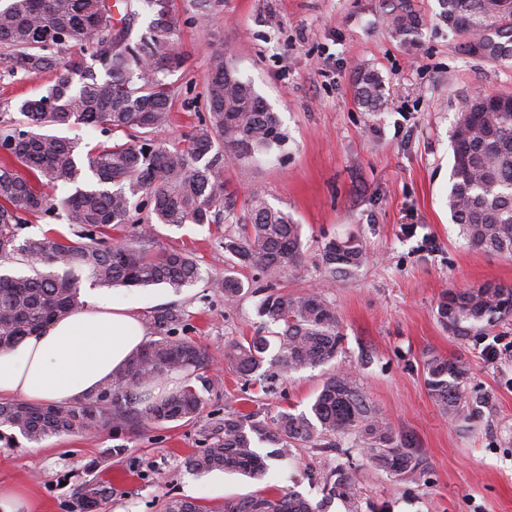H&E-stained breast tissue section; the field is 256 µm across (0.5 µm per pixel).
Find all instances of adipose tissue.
I'll list each match as a JSON object with an SVG mask.
<instances>
[{
    "mask_svg": "<svg viewBox=\"0 0 512 512\" xmlns=\"http://www.w3.org/2000/svg\"><path fill=\"white\" fill-rule=\"evenodd\" d=\"M85 305L0 351V401L69 405L96 394L139 350L147 327L132 308L114 305L99 288Z\"/></svg>",
    "mask_w": 512,
    "mask_h": 512,
    "instance_id": "1",
    "label": "adipose tissue"
}]
</instances>
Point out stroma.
Returning <instances> with one entry per match:
<instances>
[{
	"mask_svg": "<svg viewBox=\"0 0 512 512\" xmlns=\"http://www.w3.org/2000/svg\"><path fill=\"white\" fill-rule=\"evenodd\" d=\"M422 23L414 48L393 40L382 0H211L207 29L190 24L195 0H173L186 17L178 46L186 62L168 75L175 90L169 122L156 137L184 145L205 111L209 56L229 54L276 112L286 140L249 166L228 161L227 188L245 202L256 189L301 224L304 275L269 277L242 270L255 290L229 303L210 286L223 276L224 227L158 225L154 251L186 250L201 278L174 291L159 285L112 289L115 304L151 319L160 307L183 310L187 338L211 358L205 407L194 419L135 430L106 427L31 442L0 427V484L27 487L39 512H77L78 499L106 490L91 512H162L182 498L205 512H224L245 495L295 491L322 502L323 474L335 452L299 448L293 462L273 460L262 480L196 473L189 458L205 445L215 419L233 411L269 418L309 410L331 373L354 374L379 416L428 462L426 480L408 483L374 472L353 456L361 512H512V317L486 335L458 338L439 323L444 292L484 283L512 285V256L468 247L447 206L453 163L450 133L462 97L512 95V61L463 55L436 16L438 0H416ZM0 49V125L21 121V101L46 94L57 75H8ZM378 72L388 90L372 112L354 97L357 71ZM360 236L368 260L354 277L327 282L317 268L323 236ZM321 292L336 309L342 350L331 364L280 376L269 388L245 386L224 358L234 340L253 336L259 288ZM454 359L469 370L478 414L462 423L443 413L425 385L427 361Z\"/></svg>",
	"mask_w": 512,
	"mask_h": 512,
	"instance_id": "stroma-1",
	"label": "stroma"
}]
</instances>
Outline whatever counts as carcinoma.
<instances>
[{
  "instance_id": "carcinoma-1",
  "label": "carcinoma",
  "mask_w": 512,
  "mask_h": 512,
  "mask_svg": "<svg viewBox=\"0 0 512 512\" xmlns=\"http://www.w3.org/2000/svg\"><path fill=\"white\" fill-rule=\"evenodd\" d=\"M154 18L137 40L130 38L129 11L115 22L110 0H10L0 8V47L8 51V73L37 75L56 66L55 49L75 37L93 41L94 61L104 76L75 67L58 77L37 99L18 111L28 123L0 130V258L19 256L21 274L0 272V350L52 320L84 306L82 282L97 287L127 288L167 285L175 290L200 278L197 261L176 249L151 252L156 225L236 224L224 235L227 265L210 287L232 303L247 294L239 271L269 275L285 269L301 271V225L271 207L255 190L246 203L247 216L224 181V161L238 163L268 156L282 146L278 116L236 71L224 70V54L210 57L211 79L205 90L206 115L189 136V146L169 148L155 138L169 121L173 98L165 76L185 62L177 46L181 17L172 0H145ZM439 20L460 38L459 50L485 61L512 60V0H439ZM384 19L392 37L413 44L421 17L413 0H386ZM357 103L371 111L386 102V88L373 71L355 77ZM84 123L104 132H123L130 141L115 143L80 158L77 144L39 132L47 126ZM453 164L448 211L462 236L474 248L491 254H512V96L469 95L462 99L451 134ZM92 182L54 205L43 187L59 181L76 183L85 173ZM65 214L77 227L75 237H21L34 215ZM145 214L133 243L119 249L100 237L105 228L120 227L132 213ZM367 259L363 240L352 234L325 241L318 255L328 281L350 278ZM72 262L61 272L54 263ZM87 276H82V273ZM512 286L486 284L448 292L437 307L438 321L454 336L486 334L509 316ZM265 323L277 324L278 350L267 358L270 341L257 334L230 344L227 356L245 382L336 360L342 336L333 305L313 291L298 296L275 292L257 304ZM155 336L118 368L103 390L112 393L111 412L85 399L60 406H31L23 401L0 402V426L14 428L40 442L75 431L188 421L205 405L193 381H206L207 353L179 336L184 314L161 307L153 315ZM180 376L183 383L157 399L150 385ZM469 371L457 360L435 356L426 363L425 383L436 403L454 417L471 418L466 385ZM341 438L357 448L370 467L419 483L426 460L407 448L391 426L379 418L348 372L330 376L310 412L284 410L266 420L259 413L232 412L205 433L206 448L193 457V469L261 477L271 459L290 460L295 448H334L344 455ZM271 450L262 454L256 444ZM327 499H338L347 512H360L357 479L346 463L323 476ZM163 512H204L178 498L165 501ZM224 512H322L302 495L288 491L274 497L250 495L224 503Z\"/></svg>"
}]
</instances>
